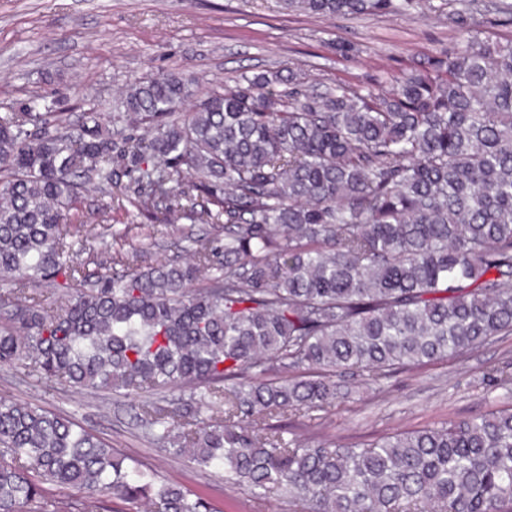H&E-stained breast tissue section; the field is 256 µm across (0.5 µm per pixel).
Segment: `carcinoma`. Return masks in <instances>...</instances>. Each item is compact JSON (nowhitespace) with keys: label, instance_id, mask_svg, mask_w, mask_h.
<instances>
[{"label":"carcinoma","instance_id":"1","mask_svg":"<svg viewBox=\"0 0 512 512\" xmlns=\"http://www.w3.org/2000/svg\"><path fill=\"white\" fill-rule=\"evenodd\" d=\"M459 47L390 79L317 92L298 71L242 76L190 110L194 78L128 86L112 129L57 101L0 115V363L77 389L140 395L165 451L301 512H512V405L342 443L317 437L351 391L512 336V38L475 16L505 0H445ZM323 17L399 15L420 0H288ZM288 82V89L277 85ZM149 223L205 224L142 268L123 248L73 259L80 189L112 188ZM57 299L45 302L43 289ZM278 372L281 377L269 379ZM484 378L512 392V372ZM201 401L211 415L188 407ZM146 512H208L101 439L0 396V512H85L45 485Z\"/></svg>","mask_w":512,"mask_h":512}]
</instances>
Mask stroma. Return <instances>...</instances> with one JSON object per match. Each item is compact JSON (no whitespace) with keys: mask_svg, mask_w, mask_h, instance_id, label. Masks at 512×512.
I'll use <instances>...</instances> for the list:
<instances>
[{"mask_svg":"<svg viewBox=\"0 0 512 512\" xmlns=\"http://www.w3.org/2000/svg\"><path fill=\"white\" fill-rule=\"evenodd\" d=\"M455 41L443 0L406 15L354 18L310 16L279 0H0V114L44 95L59 99L69 120L90 106L107 119L119 110L123 91L152 72L192 74L199 99L241 76L291 68L304 69L309 85L322 90L445 55ZM131 182L124 169L112 192L82 193L81 233L95 237L97 250L112 248V231L123 230L125 251L145 264L166 255L173 235L209 236L204 224H137L123 192ZM107 204L108 226L101 220ZM493 365L512 372V336L400 373L383 393L353 387L326 434L355 442L488 413L507 400L483 377ZM1 395L69 417L158 479L204 497L216 512L292 510L285 498L225 482L223 471L198 469L188 457L157 448L136 418L138 397L45 384L4 364Z\"/></svg>","mask_w":512,"mask_h":512,"instance_id":"obj_1","label":"stroma"}]
</instances>
